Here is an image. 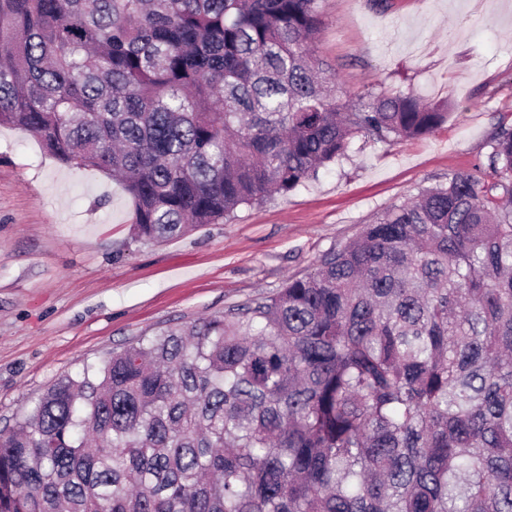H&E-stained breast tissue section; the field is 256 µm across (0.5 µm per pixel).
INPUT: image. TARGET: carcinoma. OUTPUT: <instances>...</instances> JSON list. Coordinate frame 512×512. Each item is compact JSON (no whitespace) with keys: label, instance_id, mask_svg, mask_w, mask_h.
<instances>
[{"label":"carcinoma","instance_id":"cac0c4a2","mask_svg":"<svg viewBox=\"0 0 512 512\" xmlns=\"http://www.w3.org/2000/svg\"><path fill=\"white\" fill-rule=\"evenodd\" d=\"M317 2L0 0V126L120 177L161 243L447 121L344 97ZM488 166L58 379L0 431V512H512V128Z\"/></svg>","mask_w":512,"mask_h":512}]
</instances>
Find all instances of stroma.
<instances>
[{
	"instance_id": "1",
	"label": "stroma",
	"mask_w": 512,
	"mask_h": 512,
	"mask_svg": "<svg viewBox=\"0 0 512 512\" xmlns=\"http://www.w3.org/2000/svg\"><path fill=\"white\" fill-rule=\"evenodd\" d=\"M314 48L351 98L410 92L448 105L415 139L355 137L295 191L161 244L131 231L120 182L0 126V430L57 379L113 349L269 295L386 207L487 166L512 127V0H319Z\"/></svg>"
}]
</instances>
